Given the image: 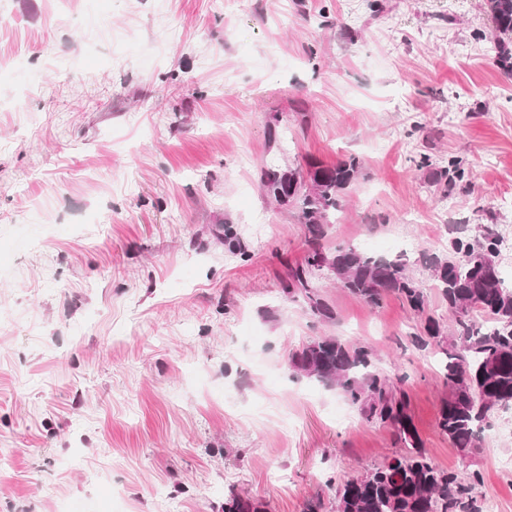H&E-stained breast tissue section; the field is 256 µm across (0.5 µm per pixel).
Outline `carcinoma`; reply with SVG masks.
<instances>
[{"label": "carcinoma", "instance_id": "cac0c4a2", "mask_svg": "<svg viewBox=\"0 0 512 512\" xmlns=\"http://www.w3.org/2000/svg\"><path fill=\"white\" fill-rule=\"evenodd\" d=\"M486 7L494 33L495 64L512 77V0H486ZM312 168L308 185L295 174L288 175V198L301 210L311 234V249L283 283L284 293L304 296L311 313L328 321L335 319L334 310L310 285L311 278L324 269L369 306H379L389 294L401 297L425 317L418 345H435L447 358L442 375L448 395L440 405L439 429L462 452L477 447L491 427L494 412L512 406V286L505 284L496 262L498 233L485 226L477 235L455 236L447 257L424 261L454 319L447 336L440 322L426 315L427 285L410 276L404 256L389 258L350 245L323 251L321 240L329 215L339 207L361 166L351 157ZM465 177L458 159L433 173L434 182L447 190ZM372 355L367 345L325 336L307 344L292 360L298 372L336 388L367 419L395 429L407 447L405 454L365 476L337 482L336 512H476L471 492L482 482V474L444 469L428 456L408 414L401 388L406 376L392 379L376 371ZM224 512L265 509L262 503L232 490L224 498Z\"/></svg>", "mask_w": 512, "mask_h": 512}]
</instances>
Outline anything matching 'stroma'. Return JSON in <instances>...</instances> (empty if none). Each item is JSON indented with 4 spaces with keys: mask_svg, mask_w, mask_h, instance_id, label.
<instances>
[{
    "mask_svg": "<svg viewBox=\"0 0 512 512\" xmlns=\"http://www.w3.org/2000/svg\"><path fill=\"white\" fill-rule=\"evenodd\" d=\"M0 0V512H336L332 481L405 447L293 355L338 336L407 374L444 468L512 512V419L460 452L438 427L442 353L396 295L327 271L336 317L282 284L310 247L265 172L362 161L325 250L446 256L453 230L512 228V78L485 0ZM463 157L443 193L417 169ZM236 233L237 252L222 239ZM224 512H266L264 505L244 496L235 490H230L224 497Z\"/></svg>",
    "mask_w": 512,
    "mask_h": 512,
    "instance_id": "35a3bbf8",
    "label": "stroma"
}]
</instances>
